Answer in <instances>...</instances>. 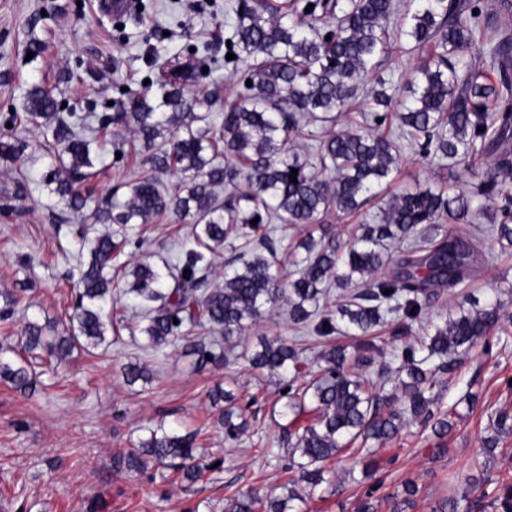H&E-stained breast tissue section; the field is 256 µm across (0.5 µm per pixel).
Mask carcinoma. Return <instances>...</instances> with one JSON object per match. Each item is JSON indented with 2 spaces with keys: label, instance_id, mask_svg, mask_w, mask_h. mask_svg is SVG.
Here are the masks:
<instances>
[{
  "label": "carcinoma",
  "instance_id": "cac0c4a2",
  "mask_svg": "<svg viewBox=\"0 0 512 512\" xmlns=\"http://www.w3.org/2000/svg\"><path fill=\"white\" fill-rule=\"evenodd\" d=\"M234 14L231 63L244 64L241 82L252 85L233 100L218 83L197 87L200 65L192 54L166 61L155 81L139 92H120L112 113L98 117L60 111L54 90L44 86L26 93L25 118L41 129L52 157L42 182L58 203L72 213L86 208L83 183L95 175L107 136L128 131L148 152L143 162L149 171L124 184V196L114 192L103 199L92 212L94 223L189 217L194 230L173 260L160 264L118 262L124 243L107 228L81 236L70 328L50 336L29 322L24 350H45L60 364L78 347L106 342L117 323L112 289L123 282L136 301L132 325L146 350L206 329L227 344L285 305L290 320L313 326L316 337L344 328L364 337L360 350L372 352L376 328L393 325L395 334L406 337L438 289L467 287L478 254L472 237L455 225L485 219L506 242L503 249L512 250V27L506 24L512 0H407L402 6L396 0H238ZM395 29L431 52L407 74L408 96L394 113L392 131L393 87L375 73L392 53ZM359 99L370 106L371 117L337 127ZM89 117L97 128L89 127ZM316 123L330 128L318 136L307 130ZM303 131L319 142L310 159L289 146L290 136ZM403 142L436 161L441 182L482 160L487 168L474 191L460 188L450 195L441 186L395 192ZM24 151V142L0 137L1 160L14 163ZM166 173L178 176L172 190L161 180ZM374 199L378 211L349 239L322 227L328 212L354 213ZM274 220L321 228L320 237L311 230L289 251L297 276L286 288ZM226 246L232 256L221 274L216 260ZM334 286L357 292L334 305L327 299ZM0 297V319L7 320L22 299L9 291ZM458 307L432 334L393 351L382 366L394 381L388 393H373L356 372L366 357L352 361L345 348L331 344L320 354L324 366L304 387L288 380L285 413L296 419L314 413V422L289 442L287 470L297 472L291 483L314 493L327 482L326 462L355 444L369 457V442L394 438L409 424L448 434L439 376L501 322L496 304L481 306L464 294ZM194 354L201 367L225 358L203 341L194 344ZM243 357L249 367L283 379L296 369L299 352L274 337ZM0 380L23 393L36 389L26 360L8 345L0 346ZM210 397L215 405L224 403V440L248 432L250 421L233 391L218 387ZM489 429L493 435L484 444L494 448L512 433V413L497 411ZM196 436L159 426L116 457L114 466L141 471L152 462L193 483L217 462L197 456ZM296 500L304 498L291 489L265 506L268 512H296ZM492 503L497 512H512V485L496 488ZM260 506L254 497L233 494L225 498L224 512H258Z\"/></svg>",
  "mask_w": 512,
  "mask_h": 512
}]
</instances>
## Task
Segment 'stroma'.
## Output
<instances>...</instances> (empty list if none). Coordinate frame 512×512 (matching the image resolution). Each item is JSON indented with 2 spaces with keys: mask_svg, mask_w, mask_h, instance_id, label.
Wrapping results in <instances>:
<instances>
[{
  "mask_svg": "<svg viewBox=\"0 0 512 512\" xmlns=\"http://www.w3.org/2000/svg\"><path fill=\"white\" fill-rule=\"evenodd\" d=\"M138 10L116 29L100 0H0V134L15 135L27 145L20 162H0V293L25 296L8 321H0V342L20 346L27 322H53L66 328L75 302L72 270L76 264L78 230L91 228L90 210L66 213L52 206L41 177L51 162L40 130L26 124L22 102L36 84L55 87L58 98L73 111L109 113L116 79L132 89L155 78L160 65L183 46L194 44L223 51L235 16L236 0H138ZM164 27L166 40L156 29ZM43 45L28 57L30 40ZM123 161L105 153L98 174L87 184L92 198L109 194L140 172L144 153L126 140ZM437 182L436 167L414 148H404L395 187L425 188ZM126 242L125 259L155 262L170 258L173 244L188 239L190 221L165 219L152 224L112 225ZM482 262L469 293L481 303L499 305L512 318V253L504 252L488 231L466 224ZM281 336L300 350V380L319 366L324 345L277 309L244 338ZM143 339L121 331L109 348L75 351L56 365L36 360L38 384L24 394L0 381V512H90L99 499L100 512H224L227 496L242 492L261 499L281 497L288 485V436L312 423L311 415L291 420L283 415L280 398L285 385L252 369L244 359L199 370L188 340L160 354L143 350ZM146 365L149 382L127 384L123 368ZM236 379L238 395L254 435L225 442L218 424L220 410L211 404V389ZM512 340L491 332L444 375L441 402L453 409V428L439 438L432 432L401 433L380 445L375 458L379 486L373 491L378 512H439L444 500L456 499L465 478L480 479L484 490L512 482V434L497 448H483L490 417L512 412ZM183 433L197 432L199 453L222 459L221 469L196 483L180 481L172 470L149 468L145 474L117 471L114 457L127 451L157 424ZM358 456L336 461L330 484L309 493L302 512H356L367 484L345 480ZM418 493L411 505L399 494L406 480Z\"/></svg>",
  "mask_w": 512,
  "mask_h": 512,
  "instance_id": "35a3bbf8",
  "label": "stroma"
}]
</instances>
